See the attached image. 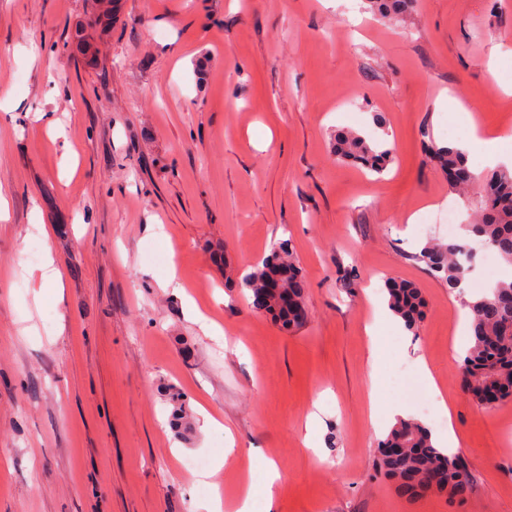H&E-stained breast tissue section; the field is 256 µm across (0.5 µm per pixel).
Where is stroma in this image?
<instances>
[{"label": "stroma", "mask_w": 512, "mask_h": 512, "mask_svg": "<svg viewBox=\"0 0 512 512\" xmlns=\"http://www.w3.org/2000/svg\"><path fill=\"white\" fill-rule=\"evenodd\" d=\"M91 5L0 0V512H207L200 456L228 502L272 461L274 512H512V400L465 391L459 309L413 259L448 231L408 221L477 207L426 144L512 137V0H418L391 21L364 0H120L106 36ZM382 126V174L336 160L337 128ZM281 240L307 282L288 334L240 285ZM49 259L60 287L40 285ZM389 277L421 289L417 331L376 321ZM375 344L383 400L454 427L464 503L406 499L376 471ZM438 392L451 420L420 411Z\"/></svg>", "instance_id": "stroma-1"}]
</instances>
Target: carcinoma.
Returning <instances> with one entry per match:
<instances>
[{"label":"carcinoma","mask_w":512,"mask_h":512,"mask_svg":"<svg viewBox=\"0 0 512 512\" xmlns=\"http://www.w3.org/2000/svg\"><path fill=\"white\" fill-rule=\"evenodd\" d=\"M413 2L367 0L369 10L382 16L401 14ZM112 4L113 0H94L92 23L103 31L112 25ZM333 155L381 174L393 158V148L355 131H339L334 137ZM431 155L453 186L469 182L474 175L466 153L452 144H432ZM476 182L480 189L479 219L460 225L462 233L448 242H429L414 254V259L429 271L441 275L451 294L460 288L470 269V260L477 256L473 250L475 242L495 250L503 263L512 267V170L499 167L476 176ZM278 263L288 267V288L296 298L289 314L274 308L265 288L267 269ZM241 288L250 306L279 319L283 330H294L305 322L306 283L285 243L272 244L269 254L242 277ZM385 289L391 309L406 329L417 328L424 308L420 289L397 279L387 280ZM466 306L471 331L470 346L461 361L466 391L479 404L484 403L491 389L496 391L498 402L512 399V277L496 280L487 291L472 296ZM171 399L174 425L190 429V413L179 395L174 393ZM377 467L396 481L399 491L407 496L433 490L462 499L469 491L466 462L436 447L430 430L416 421L401 420L391 427L378 448Z\"/></svg>","instance_id":"1"}]
</instances>
